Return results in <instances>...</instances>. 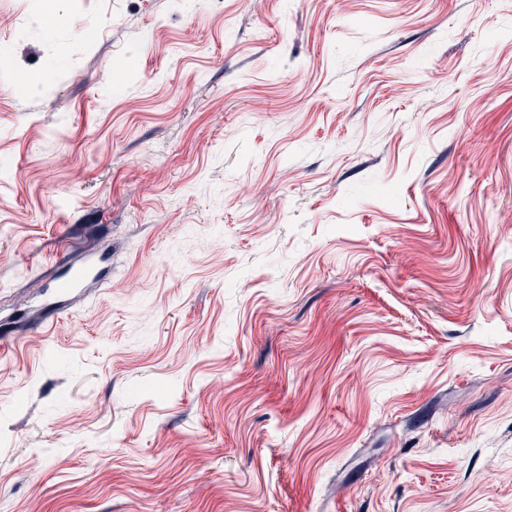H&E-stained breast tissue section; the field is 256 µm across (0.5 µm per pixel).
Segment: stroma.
<instances>
[{
  "label": "stroma",
  "instance_id": "1",
  "mask_svg": "<svg viewBox=\"0 0 512 512\" xmlns=\"http://www.w3.org/2000/svg\"><path fill=\"white\" fill-rule=\"evenodd\" d=\"M0 340V512H512V0H0Z\"/></svg>",
  "mask_w": 512,
  "mask_h": 512
}]
</instances>
